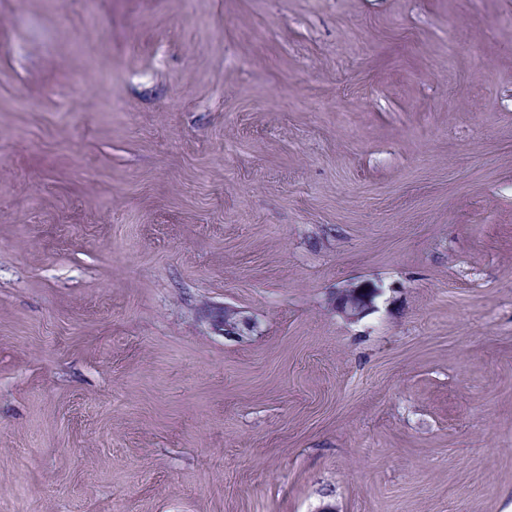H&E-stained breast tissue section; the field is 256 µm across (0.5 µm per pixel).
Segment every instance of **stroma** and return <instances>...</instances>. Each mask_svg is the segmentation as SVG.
I'll return each mask as SVG.
<instances>
[{
    "mask_svg": "<svg viewBox=\"0 0 512 512\" xmlns=\"http://www.w3.org/2000/svg\"><path fill=\"white\" fill-rule=\"evenodd\" d=\"M328 506L512 512V0H0V512ZM374 294L355 287H344L336 291V309L348 319H359L373 307Z\"/></svg>",
    "mask_w": 512,
    "mask_h": 512,
    "instance_id": "obj_1",
    "label": "stroma"
}]
</instances>
